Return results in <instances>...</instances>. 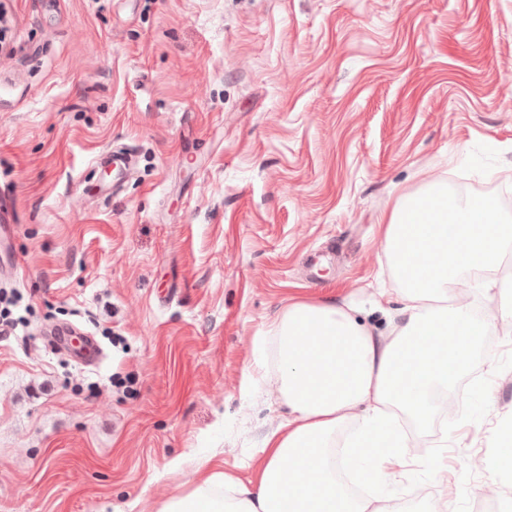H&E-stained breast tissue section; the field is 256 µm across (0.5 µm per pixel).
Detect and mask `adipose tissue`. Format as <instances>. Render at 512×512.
<instances>
[{
    "mask_svg": "<svg viewBox=\"0 0 512 512\" xmlns=\"http://www.w3.org/2000/svg\"><path fill=\"white\" fill-rule=\"evenodd\" d=\"M512 243V222L487 200H449L444 184L409 195L383 230V254L406 304L400 322L374 335L350 304L294 299L269 326L280 393L288 414L264 442L257 482L198 460L191 490L158 512H370L329 465L336 431L360 425L346 444L366 484L385 483L392 462L411 446L397 411L430 421L435 389L449 388L488 328L512 311L479 319L452 288L462 270L499 266Z\"/></svg>",
    "mask_w": 512,
    "mask_h": 512,
    "instance_id": "1",
    "label": "adipose tissue"
}]
</instances>
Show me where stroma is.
<instances>
[{"mask_svg": "<svg viewBox=\"0 0 512 512\" xmlns=\"http://www.w3.org/2000/svg\"><path fill=\"white\" fill-rule=\"evenodd\" d=\"M0 40V289L28 322L0 335V512H157L204 457L254 479L289 299L388 334L401 198L462 181L512 218V0H0ZM463 283L512 309V273ZM56 324L103 360L50 349ZM489 334L379 504L429 512L432 485L472 512L486 488L512 512V473L471 465L512 421V325ZM100 161L106 165L112 166L118 180L130 173L135 165V159L132 154L115 149L112 150L111 153L102 156Z\"/></svg>", "mask_w": 512, "mask_h": 512, "instance_id": "obj_1", "label": "stroma"}]
</instances>
